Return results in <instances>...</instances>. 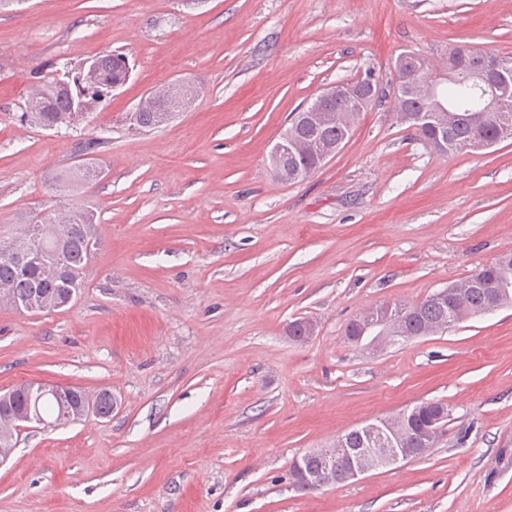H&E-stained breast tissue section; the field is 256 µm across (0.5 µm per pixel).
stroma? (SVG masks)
I'll list each match as a JSON object with an SVG mask.
<instances>
[{"label":"stroma","instance_id":"stroma-1","mask_svg":"<svg viewBox=\"0 0 512 512\" xmlns=\"http://www.w3.org/2000/svg\"><path fill=\"white\" fill-rule=\"evenodd\" d=\"M512 55V0H20L0 10V224L62 199L94 153L101 246L68 308L0 305V391L110 390L112 415L23 432L0 512H512V309L377 354L343 338L383 301H422L512 252V142L425 149L392 110L405 50ZM124 52L128 82L70 127L21 122L30 89ZM383 96L299 183L270 148L327 85ZM200 88L132 131L152 88ZM317 324L305 343L290 321ZM422 400L450 416L423 456L312 492L290 465Z\"/></svg>","mask_w":512,"mask_h":512}]
</instances>
